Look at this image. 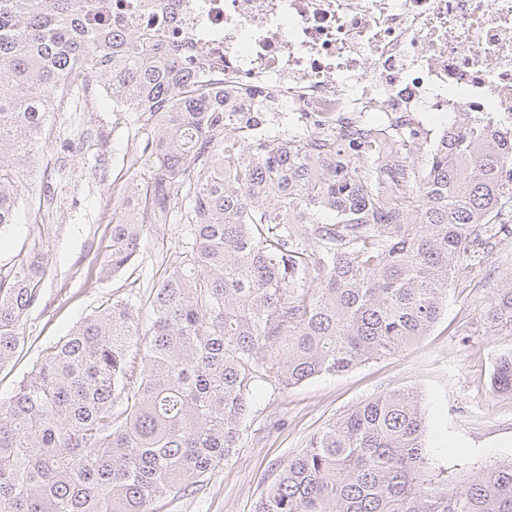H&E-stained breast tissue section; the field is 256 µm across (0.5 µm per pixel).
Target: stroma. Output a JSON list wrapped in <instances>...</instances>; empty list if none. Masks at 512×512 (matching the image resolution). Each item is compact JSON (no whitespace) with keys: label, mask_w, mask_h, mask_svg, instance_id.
Wrapping results in <instances>:
<instances>
[{"label":"stroma","mask_w":512,"mask_h":512,"mask_svg":"<svg viewBox=\"0 0 512 512\" xmlns=\"http://www.w3.org/2000/svg\"><path fill=\"white\" fill-rule=\"evenodd\" d=\"M135 113L116 112L103 94L50 113L43 142L46 164L27 180L34 192L17 220L0 231V260L8 261L35 234L49 244V275L41 304L24 319L25 341L0 370V395L108 299L148 294L166 265L178 262L185 240L178 222L153 225L133 265L105 277L112 244V193L143 165L127 160L142 135ZM54 207L38 212L44 188ZM476 263L448 287L443 312L427 336L397 354L347 372L290 388H261L239 447L197 486L168 498L157 512H253L266 482L311 434L360 402L396 388L417 391L425 413V442L432 473L475 471L512 459V395L490 390L498 355L512 352V327L486 328L483 314L499 289L512 286V234L480 241Z\"/></svg>","instance_id":"stroma-1"}]
</instances>
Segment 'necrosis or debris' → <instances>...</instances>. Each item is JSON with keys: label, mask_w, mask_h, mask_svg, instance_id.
Returning a JSON list of instances; mask_svg holds the SVG:
<instances>
[{"label": "necrosis or debris", "mask_w": 512, "mask_h": 512, "mask_svg": "<svg viewBox=\"0 0 512 512\" xmlns=\"http://www.w3.org/2000/svg\"><path fill=\"white\" fill-rule=\"evenodd\" d=\"M134 10L289 131L422 154L464 112L512 139V0H112L113 17Z\"/></svg>", "instance_id": "obj_1"}]
</instances>
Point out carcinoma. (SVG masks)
<instances>
[{"mask_svg": "<svg viewBox=\"0 0 512 512\" xmlns=\"http://www.w3.org/2000/svg\"><path fill=\"white\" fill-rule=\"evenodd\" d=\"M203 59L112 0H0V231L15 223L47 115L87 90L89 71L151 138L131 159L112 212L108 274L126 271L175 204L181 260L147 298L97 307L0 396V512H156L191 494L238 448L261 387L288 388L393 355L427 335L448 285L474 257L475 232L512 203V141L461 117L447 142L401 177L320 153L269 113L202 74ZM42 235L0 263V369L42 301ZM152 314L143 330L139 314ZM486 324H512V287ZM491 390L512 394V352ZM419 395L362 401L288 456L255 512H512V459L455 484L428 467Z\"/></svg>", "mask_w": 512, "mask_h": 512, "instance_id": "obj_1", "label": "carcinoma"}]
</instances>
